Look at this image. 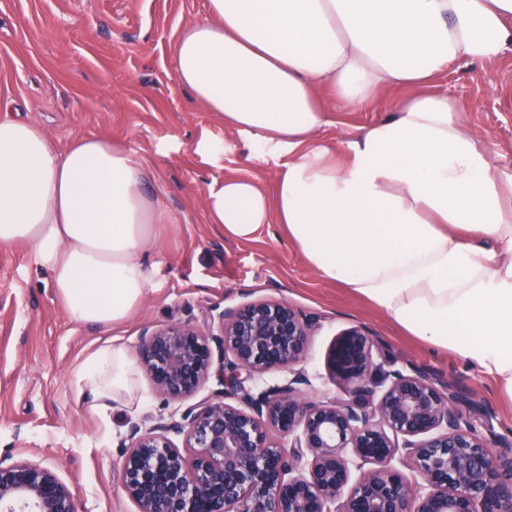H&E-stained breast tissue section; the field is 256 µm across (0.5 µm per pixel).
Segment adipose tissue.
<instances>
[{
  "instance_id": "adipose-tissue-1",
  "label": "adipose tissue",
  "mask_w": 512,
  "mask_h": 512,
  "mask_svg": "<svg viewBox=\"0 0 512 512\" xmlns=\"http://www.w3.org/2000/svg\"><path fill=\"white\" fill-rule=\"evenodd\" d=\"M178 82L225 124L289 157L267 196L210 185L207 207L246 241L276 224L324 280L407 335L454 353L512 401V173L431 81L458 63L512 59V0H207L174 46ZM388 114L331 149L333 104ZM121 145L58 151L25 120H0V247L28 249L76 320L111 326L147 298L156 227L171 216ZM123 344L97 348L73 385L102 418L142 405Z\"/></svg>"
}]
</instances>
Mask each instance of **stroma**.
Instances as JSON below:
<instances>
[{
  "label": "stroma",
  "instance_id": "stroma-1",
  "mask_svg": "<svg viewBox=\"0 0 512 512\" xmlns=\"http://www.w3.org/2000/svg\"><path fill=\"white\" fill-rule=\"evenodd\" d=\"M207 0H0V104L13 119L39 126L57 149L80 137L122 144L150 172V185L173 221L158 227L153 289L143 306L116 326L73 319L47 273L21 246L0 247V457L41 462L70 488L77 512H138L121 490L120 462L132 427L180 419L220 391L210 377L183 401L156 395L113 414L111 423L78 396L72 375L101 345L119 339L136 349L143 330L171 322L211 324L224 309L258 299L287 300L318 319L302 367L308 395L331 398L325 355L351 326L378 341L394 368L417 367L471 388L493 416L496 439L512 442V407L492 381L455 356L405 335L392 320L347 289L318 276L276 228L249 241L225 237L206 209L209 186L230 176L253 178L273 191L287 161L228 128L176 79L174 43L204 16ZM433 91L467 107L468 131L490 142L499 169L512 172V64L453 67ZM390 96L370 109L339 110L317 141L327 147L354 137L386 113ZM221 146L207 153L200 139Z\"/></svg>",
  "mask_w": 512,
  "mask_h": 512
}]
</instances>
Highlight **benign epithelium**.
Here are the masks:
<instances>
[{"label":"benign epithelium","instance_id":"obj_1","mask_svg":"<svg viewBox=\"0 0 512 512\" xmlns=\"http://www.w3.org/2000/svg\"><path fill=\"white\" fill-rule=\"evenodd\" d=\"M318 329L286 301L258 300L224 310L215 331L189 322L143 331L138 361L159 396H191L213 373L222 390L179 422L133 427L121 486L138 512H512V451L491 448L492 418L466 407L467 387L381 371L372 336L354 326L325 356L341 395L308 397L295 366ZM281 368L293 377L256 387ZM0 512L76 505L51 468L1 458Z\"/></svg>","mask_w":512,"mask_h":512}]
</instances>
